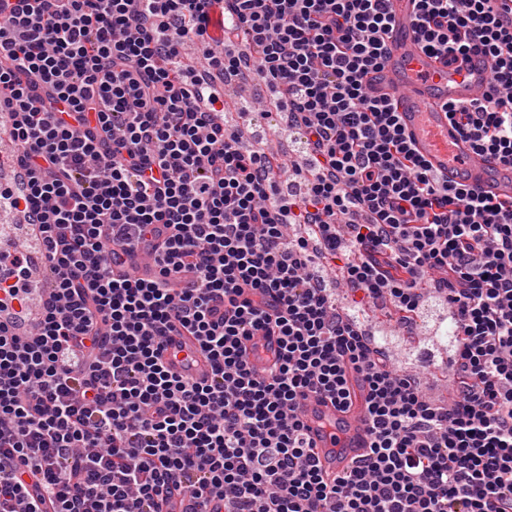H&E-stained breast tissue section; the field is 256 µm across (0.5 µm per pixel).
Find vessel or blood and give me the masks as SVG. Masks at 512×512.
Masks as SVG:
<instances>
[{"mask_svg": "<svg viewBox=\"0 0 512 512\" xmlns=\"http://www.w3.org/2000/svg\"><path fill=\"white\" fill-rule=\"evenodd\" d=\"M390 6L395 29L387 40L383 66L368 75V86L375 94L395 96L404 131L432 171L447 177L449 184L512 198V167L491 156L477 157L448 119L449 104L477 102L487 95V62L472 54L449 64L420 50L411 39L414 0H390ZM150 253V246H142L136 262L119 256L113 267L122 274L152 277L155 266ZM247 351L254 372L259 374L277 362L280 355L274 336L254 337L248 342ZM164 356L176 372L191 380L202 381L211 374V364L195 337H169ZM348 387L352 396L349 408L312 393L301 412L319 466L331 477L350 472L369 446L367 388L356 374L349 375Z\"/></svg>", "mask_w": 512, "mask_h": 512, "instance_id": "obj_1", "label": "vessel or blood"}]
</instances>
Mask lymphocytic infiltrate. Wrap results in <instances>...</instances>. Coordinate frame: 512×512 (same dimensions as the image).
I'll list each match as a JSON object with an SVG mask.
<instances>
[{"instance_id": "lymphocytic-infiltrate-1", "label": "lymphocytic infiltrate", "mask_w": 512, "mask_h": 512, "mask_svg": "<svg viewBox=\"0 0 512 512\" xmlns=\"http://www.w3.org/2000/svg\"><path fill=\"white\" fill-rule=\"evenodd\" d=\"M390 0H0V110L24 217L50 268L32 332L0 321V512H512V201L452 186L365 78ZM426 52L490 65L483 102L448 116L476 155L512 165V28L499 0H416ZM224 13V49L210 28ZM204 68L251 78L303 131L304 189L243 149ZM154 238L157 274H115ZM340 269L355 310L337 307ZM448 309L451 399L422 390L361 308L413 316L422 282ZM212 373H173L177 329ZM282 354L251 370L244 340ZM368 387V455L327 481L300 406Z\"/></svg>"}]
</instances>
